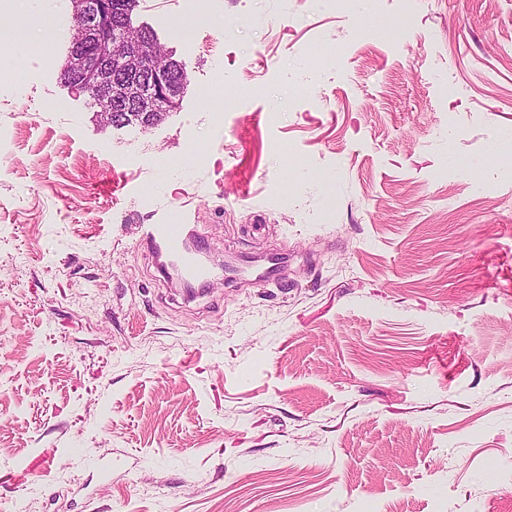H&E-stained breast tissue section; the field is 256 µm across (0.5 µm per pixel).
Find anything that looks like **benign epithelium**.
I'll use <instances>...</instances> for the list:
<instances>
[{
    "label": "benign epithelium",
    "mask_w": 512,
    "mask_h": 512,
    "mask_svg": "<svg viewBox=\"0 0 512 512\" xmlns=\"http://www.w3.org/2000/svg\"><path fill=\"white\" fill-rule=\"evenodd\" d=\"M73 8L78 38L71 40L64 83L95 101L105 125L117 114L137 115L145 129L161 123L178 103L186 81L154 62L148 30L118 20V0H73Z\"/></svg>",
    "instance_id": "benign-epithelium-1"
}]
</instances>
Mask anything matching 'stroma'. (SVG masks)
<instances>
[{
    "mask_svg": "<svg viewBox=\"0 0 512 512\" xmlns=\"http://www.w3.org/2000/svg\"><path fill=\"white\" fill-rule=\"evenodd\" d=\"M139 0L186 67L102 125L0 45V512H512V0ZM223 97L222 114L209 100ZM179 206L283 276L170 288ZM176 211L179 220H183V211L180 208H171L168 210L163 224H147L144 227L143 239L148 249L154 254L160 252L172 256L180 262L184 272L188 277L196 281L206 280L211 271L197 262V260L182 251V233L184 224H171L172 213Z\"/></svg>",
    "mask_w": 512,
    "mask_h": 512,
    "instance_id": "stroma-1",
    "label": "stroma"
}]
</instances>
